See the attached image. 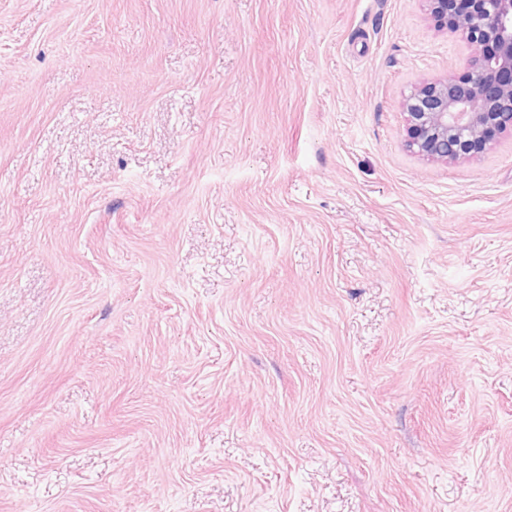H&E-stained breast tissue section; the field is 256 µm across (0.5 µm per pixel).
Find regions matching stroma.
Returning a JSON list of instances; mask_svg holds the SVG:
<instances>
[{
	"instance_id": "obj_1",
	"label": "stroma",
	"mask_w": 512,
	"mask_h": 512,
	"mask_svg": "<svg viewBox=\"0 0 512 512\" xmlns=\"http://www.w3.org/2000/svg\"><path fill=\"white\" fill-rule=\"evenodd\" d=\"M423 0H0V512H512V135L406 146Z\"/></svg>"
}]
</instances>
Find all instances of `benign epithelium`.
<instances>
[{
	"mask_svg": "<svg viewBox=\"0 0 512 512\" xmlns=\"http://www.w3.org/2000/svg\"><path fill=\"white\" fill-rule=\"evenodd\" d=\"M441 28L460 35L468 72L423 81L402 101L407 146L448 163L473 157L512 134V0H469L462 12L450 0H424Z\"/></svg>",
	"mask_w": 512,
	"mask_h": 512,
	"instance_id": "1",
	"label": "benign epithelium"
}]
</instances>
